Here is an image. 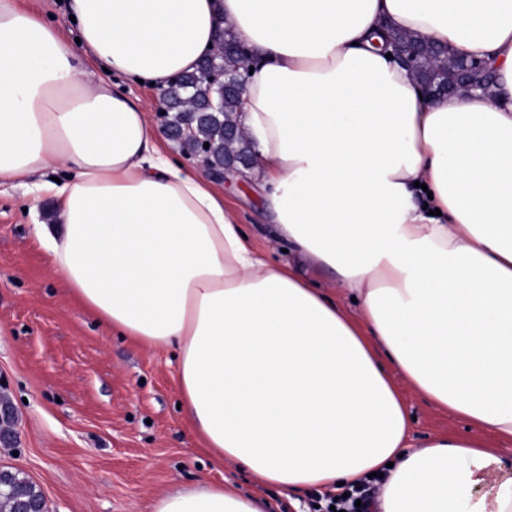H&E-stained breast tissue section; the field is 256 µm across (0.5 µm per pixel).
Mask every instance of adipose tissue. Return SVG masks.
<instances>
[{
    "label": "adipose tissue",
    "instance_id": "1",
    "mask_svg": "<svg viewBox=\"0 0 512 512\" xmlns=\"http://www.w3.org/2000/svg\"><path fill=\"white\" fill-rule=\"evenodd\" d=\"M79 39L0 0V182L35 183V233L104 329L172 349L201 448L259 485L380 475L378 512H512V460L414 446L402 390L512 438V0H68ZM253 53L239 120L264 218L356 298L271 260L201 171L161 151L116 76L166 88L225 29ZM484 60L437 101L383 31ZM153 512H260L199 484Z\"/></svg>",
    "mask_w": 512,
    "mask_h": 512
}]
</instances>
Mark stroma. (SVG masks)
I'll use <instances>...</instances> for the list:
<instances>
[{
    "label": "stroma",
    "mask_w": 512,
    "mask_h": 512,
    "mask_svg": "<svg viewBox=\"0 0 512 512\" xmlns=\"http://www.w3.org/2000/svg\"><path fill=\"white\" fill-rule=\"evenodd\" d=\"M27 185L0 184V395L15 409L17 436L14 450H0V466L28 476L49 512H152L163 493L202 481L261 496L263 512H304L308 493L262 488L200 448L180 407L171 351L108 334L81 308L34 234V224L58 223L54 202ZM216 188L259 247L356 311L331 275L287 251L264 224L254 185L232 178ZM403 396L415 442L467 433L465 421L414 390Z\"/></svg>",
    "instance_id": "35a3bbf8"
}]
</instances>
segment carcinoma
Here are the masks:
<instances>
[{
  "label": "carcinoma",
  "mask_w": 512,
  "mask_h": 512,
  "mask_svg": "<svg viewBox=\"0 0 512 512\" xmlns=\"http://www.w3.org/2000/svg\"><path fill=\"white\" fill-rule=\"evenodd\" d=\"M223 62L222 55H206L196 71L178 76L163 93L165 114L170 116L166 126L177 131L184 124H191L194 134L183 141L184 147L193 154L204 144H209V159L217 169L224 167L226 159L247 162L253 158L248 140L230 134L238 127L239 98L237 91L224 90L218 78ZM419 74L444 80L448 76V58L439 52L420 49ZM37 495L39 492L32 483L13 473L5 484L0 485V512H14L16 500Z\"/></svg>",
  "instance_id": "carcinoma-1"
}]
</instances>
